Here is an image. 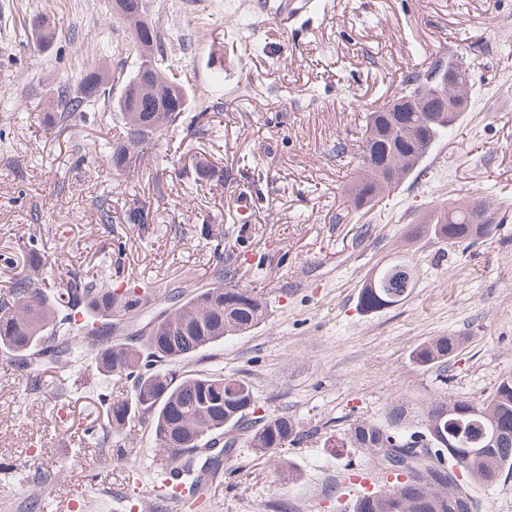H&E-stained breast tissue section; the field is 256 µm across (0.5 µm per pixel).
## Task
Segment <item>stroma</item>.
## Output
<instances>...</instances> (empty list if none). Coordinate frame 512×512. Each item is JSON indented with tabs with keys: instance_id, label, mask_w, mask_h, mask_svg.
<instances>
[{
	"instance_id": "obj_1",
	"label": "stroma",
	"mask_w": 512,
	"mask_h": 512,
	"mask_svg": "<svg viewBox=\"0 0 512 512\" xmlns=\"http://www.w3.org/2000/svg\"><path fill=\"white\" fill-rule=\"evenodd\" d=\"M275 0H148L167 38L166 59L189 93L187 114L220 103L203 134L171 128L137 173L115 175L103 143L120 136L111 110L78 131L48 129L59 86L76 89L87 63L130 76L141 58L112 0H0V300L44 260L54 287L87 275L198 285L210 282L214 247L229 239L239 286L268 300L256 329L182 362L248 381L261 413H288L306 431L287 456L300 478L279 486L277 462L238 445L204 496L152 494L159 450L149 426L125 424L133 451L117 456L96 429L105 422L95 367L40 372L39 383L0 353V512H335L351 474L376 475L352 448H328L358 419L383 420L397 402L419 408L440 396L473 399L512 373V0H323L281 27ZM43 16L51 41L32 33ZM485 49L472 57V45ZM451 55L468 60L470 108L419 176L366 215L346 209L352 167L337 143L354 144L365 115L397 95L405 75ZM88 163L77 165V152ZM207 160L220 181L195 183L185 168ZM110 199L99 223L92 201ZM491 206L492 233L472 246L409 238L447 198ZM154 221L131 224L135 202ZM402 257L418 283L404 301L363 312L373 271ZM438 336L463 344L446 368L410 354ZM75 383L62 395L60 381ZM139 472L129 481V468Z\"/></svg>"
}]
</instances>
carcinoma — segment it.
<instances>
[{
	"mask_svg": "<svg viewBox=\"0 0 512 512\" xmlns=\"http://www.w3.org/2000/svg\"><path fill=\"white\" fill-rule=\"evenodd\" d=\"M143 54L164 53L160 30L151 26L140 43ZM145 82L161 78L172 83L174 95L162 103L154 97L128 99L112 96L108 76L94 64L86 68L78 89L58 92L56 111L45 122L61 130L86 125L87 109L103 100L122 122V141L110 146L112 170L134 172L146 150L183 118L188 106L184 84L170 77L161 65ZM470 70L461 63L440 60L425 73L410 74L405 95L439 100L448 87L462 88L461 103L436 123L424 109L387 111V106L366 115L357 167L344 188L352 210H369L386 193L416 174L437 144L455 130L467 111ZM493 224L489 205L482 200H455L439 210L428 225H416L412 234L432 232L450 245H473L488 235ZM212 282L202 287L155 286L129 281L125 289L111 277L92 279L80 270L69 273L57 288L25 275L15 279L11 301L0 303V351L17 368L34 364L48 369L65 363L72 368L89 358L108 383L125 381L129 393L110 403L102 443H110L126 421L139 418L150 425L156 446L181 459L184 489L195 494L200 481L194 462L207 454L210 440L224 441L212 456L233 453L239 439L261 456H272L297 444L303 434L286 413L256 414L251 385L222 372L191 371L178 374L173 366L245 334L264 322L265 299L251 288L234 283L237 276L234 247L214 249ZM412 266L393 259L361 288L359 308L375 312L404 301L416 288ZM135 327V340L112 334V324ZM459 339L442 336L413 349L421 366L448 365L456 357ZM433 445L440 451L436 464L422 463L402 475L383 472L381 484L363 492L353 509L336 501V512H481L478 490L498 483L512 472V375L499 379L492 391L477 399L439 398L414 419L403 404L392 406L381 421L359 419L333 448H357L375 458L383 448ZM460 479L464 491L448 487V474Z\"/></svg>",
	"mask_w": 512,
	"mask_h": 512,
	"instance_id": "1",
	"label": "carcinoma"
}]
</instances>
